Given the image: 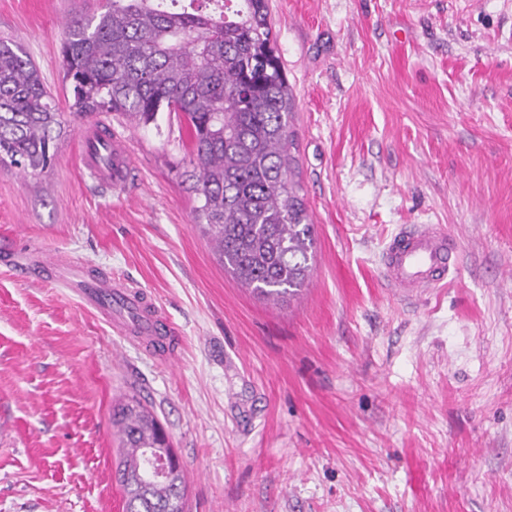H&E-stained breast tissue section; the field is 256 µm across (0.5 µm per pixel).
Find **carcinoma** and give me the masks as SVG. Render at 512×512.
<instances>
[{
    "mask_svg": "<svg viewBox=\"0 0 512 512\" xmlns=\"http://www.w3.org/2000/svg\"><path fill=\"white\" fill-rule=\"evenodd\" d=\"M104 0L69 25L63 79L73 85L69 115L118 112L138 124L160 112L182 115L199 200L196 223L237 282L279 302L309 280L314 224L296 180L294 105L268 0ZM64 113L30 56L0 41V163L42 172L55 159ZM123 458L125 512H183L181 467L149 476L150 449L163 428L134 397L112 413Z\"/></svg>",
    "mask_w": 512,
    "mask_h": 512,
    "instance_id": "cac0c4a2",
    "label": "carcinoma"
}]
</instances>
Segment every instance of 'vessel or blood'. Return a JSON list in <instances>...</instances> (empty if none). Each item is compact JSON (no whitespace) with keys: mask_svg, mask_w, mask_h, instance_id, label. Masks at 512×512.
I'll list each match as a JSON object with an SVG mask.
<instances>
[{"mask_svg":"<svg viewBox=\"0 0 512 512\" xmlns=\"http://www.w3.org/2000/svg\"><path fill=\"white\" fill-rule=\"evenodd\" d=\"M80 142L83 174L111 189L113 195H122L128 168L124 141L112 135L108 124L95 120L85 125ZM381 265L388 287L404 298L416 299L446 285L457 269L456 243L436 225L405 226L391 236ZM36 273L76 292L83 306L94 310L119 335L142 346H168L176 337L137 287L92 277L81 263L52 261L37 267Z\"/></svg>","mask_w":512,"mask_h":512,"instance_id":"b4317fda","label":"vessel or blood"}]
</instances>
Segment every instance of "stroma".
Returning a JSON list of instances; mask_svg holds the SVG:
<instances>
[{"instance_id":"1","label":"stroma","mask_w":512,"mask_h":512,"mask_svg":"<svg viewBox=\"0 0 512 512\" xmlns=\"http://www.w3.org/2000/svg\"><path fill=\"white\" fill-rule=\"evenodd\" d=\"M295 99L314 270L291 300L241 286L195 225L186 132L111 118L128 193L80 168L0 165V512H123L112 408L140 398L183 468L185 512H512V0H269ZM96 0H0V40L60 111L68 22ZM452 235L459 269L413 303L382 251ZM137 285L165 359L33 274L43 252Z\"/></svg>"}]
</instances>
